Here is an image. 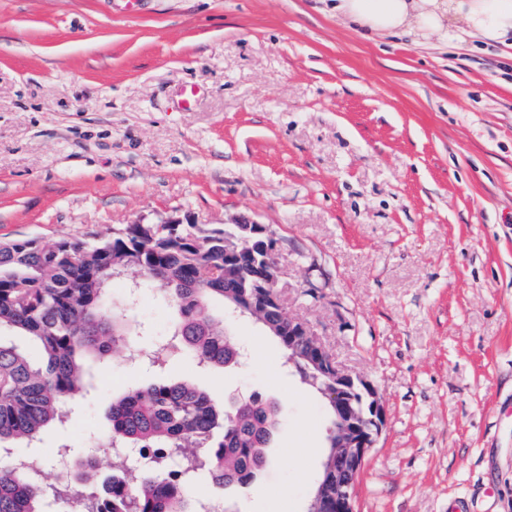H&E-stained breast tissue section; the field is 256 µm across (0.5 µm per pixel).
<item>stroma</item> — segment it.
I'll return each instance as SVG.
<instances>
[{
    "mask_svg": "<svg viewBox=\"0 0 512 512\" xmlns=\"http://www.w3.org/2000/svg\"><path fill=\"white\" fill-rule=\"evenodd\" d=\"M198 90L187 109L176 93ZM277 240L281 297L386 413L356 512H512V48L369 36L326 0H0V238H92L168 216ZM138 340L176 314L153 287ZM246 362L168 376L277 401L249 489L217 512H307L329 415L253 321ZM156 374L90 363L69 424L95 449L113 399Z\"/></svg>",
    "mask_w": 512,
    "mask_h": 512,
    "instance_id": "stroma-1",
    "label": "stroma"
}]
</instances>
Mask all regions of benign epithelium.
Masks as SVG:
<instances>
[{"label": "benign epithelium", "instance_id": "7a95c632", "mask_svg": "<svg viewBox=\"0 0 512 512\" xmlns=\"http://www.w3.org/2000/svg\"><path fill=\"white\" fill-rule=\"evenodd\" d=\"M241 223L247 235L224 237V279L240 282L230 307L261 316L275 335L288 337L292 353L303 347L301 357L325 378V395L336 411V441L322 463L315 505L317 512H354V489L382 431L384 407L374 384L341 370L306 323L290 316L288 328L279 326L277 319L286 310L279 293L277 242L263 226L245 219Z\"/></svg>", "mask_w": 512, "mask_h": 512}]
</instances>
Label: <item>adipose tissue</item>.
<instances>
[{"mask_svg":"<svg viewBox=\"0 0 512 512\" xmlns=\"http://www.w3.org/2000/svg\"><path fill=\"white\" fill-rule=\"evenodd\" d=\"M333 9L350 28L376 34L427 38L447 33L453 17L487 44L512 38V0H336Z\"/></svg>","mask_w":512,"mask_h":512,"instance_id":"1","label":"adipose tissue"}]
</instances>
